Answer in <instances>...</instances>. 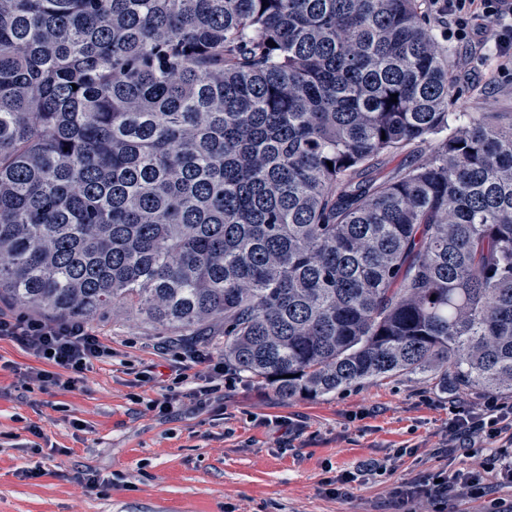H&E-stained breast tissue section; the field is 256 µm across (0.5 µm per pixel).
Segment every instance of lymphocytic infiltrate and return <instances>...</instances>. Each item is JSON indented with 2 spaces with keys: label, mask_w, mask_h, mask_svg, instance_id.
<instances>
[{
  "label": "lymphocytic infiltrate",
  "mask_w": 512,
  "mask_h": 512,
  "mask_svg": "<svg viewBox=\"0 0 512 512\" xmlns=\"http://www.w3.org/2000/svg\"><path fill=\"white\" fill-rule=\"evenodd\" d=\"M437 14L447 16L459 39L474 43H493L504 64L512 65V0H433ZM484 18L486 27L474 25ZM15 342L36 359L47 362V369L23 374V381H35L41 387L74 389L92 369L94 362L111 357L112 349L89 326L79 321L53 322L29 314L0 313V339ZM192 364L206 365V382L197 384L186 368L172 371L170 382L151 407L159 415L169 416L178 406L191 404L202 410L221 389L224 365L212 361L203 351L190 356ZM448 438L459 446L473 445L481 439L498 441L491 454L488 472L460 468L452 472L436 471L416 482H404L395 491L397 505L425 497L447 504L450 497L466 494L487 496L490 480L512 484V404L489 398L481 408L455 413Z\"/></svg>",
  "instance_id": "1"
}]
</instances>
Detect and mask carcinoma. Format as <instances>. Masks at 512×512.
<instances>
[{
  "mask_svg": "<svg viewBox=\"0 0 512 512\" xmlns=\"http://www.w3.org/2000/svg\"><path fill=\"white\" fill-rule=\"evenodd\" d=\"M430 23L427 0H0V298L222 339L284 399L409 374L512 395V113L452 111Z\"/></svg>",
  "mask_w": 512,
  "mask_h": 512,
  "instance_id": "cac0c4a2",
  "label": "carcinoma"
}]
</instances>
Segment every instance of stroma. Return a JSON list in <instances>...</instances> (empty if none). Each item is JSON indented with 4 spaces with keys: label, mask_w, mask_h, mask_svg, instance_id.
Segmentation results:
<instances>
[{
    "label": "stroma",
    "mask_w": 512,
    "mask_h": 512,
    "mask_svg": "<svg viewBox=\"0 0 512 512\" xmlns=\"http://www.w3.org/2000/svg\"><path fill=\"white\" fill-rule=\"evenodd\" d=\"M433 33L448 50L458 112H511L512 69L491 47L460 40L447 20ZM112 347L75 390L21 388L17 371L43 361L0 339V512H395L406 478L485 468L491 442L447 448L448 408H476L484 395L454 396L417 376L376 379L315 400L279 397L247 380L205 410L173 418L148 407L175 361L161 354L167 335L135 312L91 324ZM159 376L140 383L138 372ZM284 416L304 429L269 426ZM386 473L359 476L364 463ZM98 478L96 488L81 481ZM354 473L349 491L326 482Z\"/></svg>",
    "instance_id": "35a3bbf8"
}]
</instances>
